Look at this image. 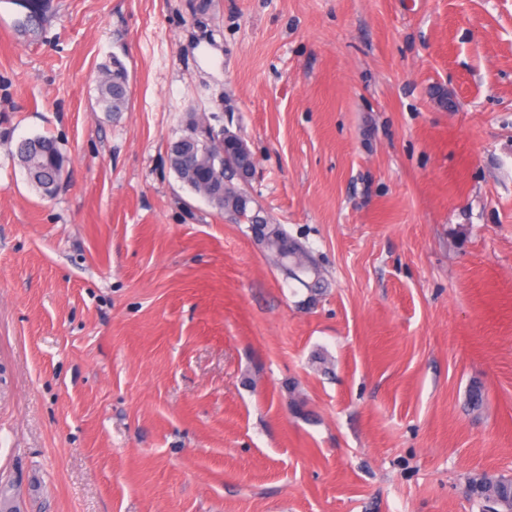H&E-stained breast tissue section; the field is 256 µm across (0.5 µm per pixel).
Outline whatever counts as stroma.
Instances as JSON below:
<instances>
[{"label": "stroma", "instance_id": "obj_1", "mask_svg": "<svg viewBox=\"0 0 512 512\" xmlns=\"http://www.w3.org/2000/svg\"><path fill=\"white\" fill-rule=\"evenodd\" d=\"M191 2L0 11V512H479L512 474V0ZM214 111L315 304L171 170ZM97 105L102 112L112 116L115 112H124L128 106L131 88L129 74L123 61L111 56L100 67ZM23 141L29 144L24 145ZM26 154L31 167L38 171L37 182L28 177L30 184L43 197H52L59 188L65 172L66 158L57 141L49 136H36L20 141L17 145V158ZM467 489L472 490L469 497L477 502L481 512H488L493 504L508 501L509 495L512 504V483L505 476L495 479L488 477L485 472L474 474Z\"/></svg>", "mask_w": 512, "mask_h": 512}]
</instances>
